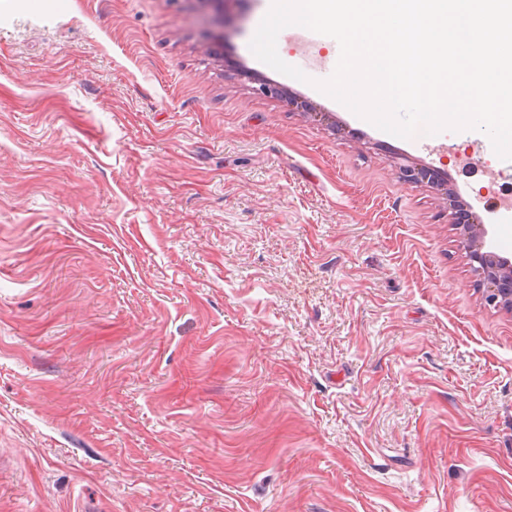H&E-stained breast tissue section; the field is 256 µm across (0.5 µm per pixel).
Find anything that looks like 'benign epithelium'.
Returning a JSON list of instances; mask_svg holds the SVG:
<instances>
[{
  "label": "benign epithelium",
  "mask_w": 512,
  "mask_h": 512,
  "mask_svg": "<svg viewBox=\"0 0 512 512\" xmlns=\"http://www.w3.org/2000/svg\"><path fill=\"white\" fill-rule=\"evenodd\" d=\"M402 179L406 183L430 181L436 185L437 170L430 167L401 168ZM460 247L467 254L478 281L485 292L487 304L512 310V260L483 250L487 230L482 224L461 225Z\"/></svg>",
  "instance_id": "obj_1"
}]
</instances>
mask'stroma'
<instances>
[{
    "label": "stroma",
    "mask_w": 512,
    "mask_h": 512,
    "mask_svg": "<svg viewBox=\"0 0 512 512\" xmlns=\"http://www.w3.org/2000/svg\"><path fill=\"white\" fill-rule=\"evenodd\" d=\"M265 5L0 0V512H512V311L399 171L512 258V161L263 64Z\"/></svg>",
    "instance_id": "obj_1"
}]
</instances>
